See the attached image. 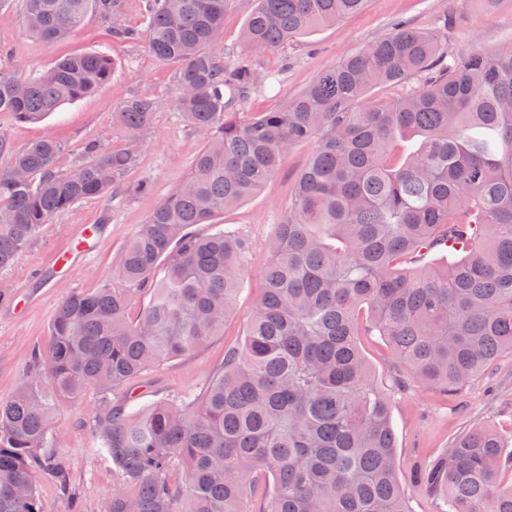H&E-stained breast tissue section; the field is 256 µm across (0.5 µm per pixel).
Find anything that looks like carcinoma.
Wrapping results in <instances>:
<instances>
[{"label": "carcinoma", "instance_id": "1", "mask_svg": "<svg viewBox=\"0 0 512 512\" xmlns=\"http://www.w3.org/2000/svg\"><path fill=\"white\" fill-rule=\"evenodd\" d=\"M25 3L29 28L46 43L94 10L112 22L113 39L142 38L158 60L178 64L173 106L209 141L124 246L112 286L58 305L50 354L0 402V512H42L36 450L59 403L113 392L222 334L249 243L218 220L312 138L318 146L278 225L263 292L205 393L132 413L100 403L99 451L121 476L104 512H253V501L258 512H407L390 407L358 347L359 319L367 314L414 380L450 395L512 351V43L455 57L437 35L401 25L279 106L240 112L236 95L260 78L251 56L229 67L218 50L228 0H146L142 29L118 24L125 0ZM366 3L256 0L245 46H281ZM113 71L98 53L68 56L36 77L0 69V113L38 121L108 84ZM413 76L423 78L418 89L364 101ZM157 108L150 95L127 97L115 114L126 146L91 141L88 160L70 172L58 169L50 136L11 151L0 168V268L55 215L110 197ZM125 191L150 194L144 182ZM196 224L214 232L197 234ZM442 244L452 261L420 262ZM142 292L149 304L132 318ZM176 465L186 471L180 486L168 479ZM507 469L512 448L476 424L419 481L438 512H512Z\"/></svg>", "mask_w": 512, "mask_h": 512}]
</instances>
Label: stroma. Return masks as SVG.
I'll return each instance as SVG.
<instances>
[{"instance_id": "stroma-1", "label": "stroma", "mask_w": 512, "mask_h": 512, "mask_svg": "<svg viewBox=\"0 0 512 512\" xmlns=\"http://www.w3.org/2000/svg\"><path fill=\"white\" fill-rule=\"evenodd\" d=\"M254 6L255 0H229L222 44L226 64L236 61ZM401 21L437 33L448 54L462 56L478 46L493 50L512 40V0H370L360 14L317 28L288 46L255 53L253 61L266 80L241 96L237 109L261 112L297 95L320 71L360 51ZM109 27V22L90 13L68 37L49 44L27 26L24 0H0V66H16L35 75L65 56L85 52L104 54L115 62L110 83L42 121L19 122L0 113V141L6 145L0 152V167L8 164L11 150L50 136L61 145L59 168L71 170L86 160L88 141L109 149L123 146L124 136L113 124L112 114L124 98L141 93L159 103L128 175L129 180L149 182L151 195L130 196L117 188L109 200L82 201L42 225L14 264L0 269V401L9 399L30 377L35 356L48 355L49 325L58 303L77 292L111 286L112 270L125 243L153 204L189 175L195 155L206 144L203 135L187 126L172 107L177 65L156 59L145 41L112 39ZM316 146L313 140L294 146L259 193L224 214V223L248 241L250 251L235 314L225 322L223 335L192 355L144 372L108 396L111 402L124 403L133 412L187 391L203 394L224 363L225 349L241 341L245 321L264 288L262 273L281 214ZM81 224L102 227L93 252L77 257L71 274L39 279L50 253L70 246L71 233ZM358 344L374 384L390 400L397 475L406 506L409 512H436L435 501L417 483L427 462L475 423L495 424L512 442V353H503L451 396L417 383L364 320L359 323ZM103 398L102 392L91 389L60 403L55 411L45 450L61 459L64 470L62 477L38 479L42 512H103L113 488L120 484L111 460L98 451L93 416Z\"/></svg>"}]
</instances>
